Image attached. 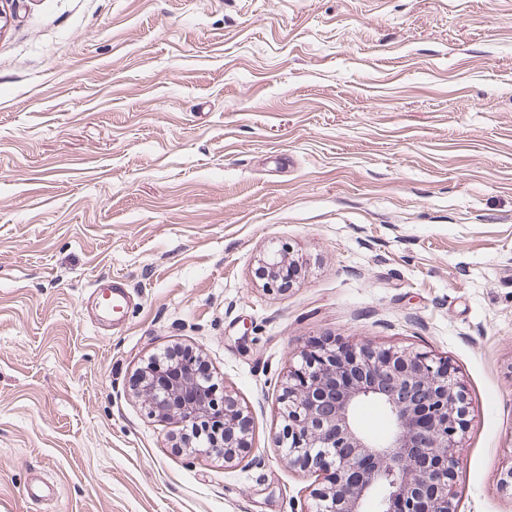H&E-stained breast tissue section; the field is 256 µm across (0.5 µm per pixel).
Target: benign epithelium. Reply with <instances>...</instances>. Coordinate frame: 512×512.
Here are the masks:
<instances>
[{"mask_svg": "<svg viewBox=\"0 0 512 512\" xmlns=\"http://www.w3.org/2000/svg\"><path fill=\"white\" fill-rule=\"evenodd\" d=\"M299 260L274 255L260 266L264 286L284 289ZM140 368L149 412L177 419L184 444L224 461L248 451L237 430L247 415L192 363ZM377 403L390 429L364 433L358 407ZM468 397L448 362L427 352L312 340L294 356L280 396L281 428L272 437L288 465L318 474L309 512H455L454 465L467 428Z\"/></svg>", "mask_w": 512, "mask_h": 512, "instance_id": "benign-epithelium-1", "label": "benign epithelium"}]
</instances>
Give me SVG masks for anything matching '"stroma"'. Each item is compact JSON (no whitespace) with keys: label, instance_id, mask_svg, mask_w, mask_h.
Listing matches in <instances>:
<instances>
[{"label":"stroma","instance_id":"obj_1","mask_svg":"<svg viewBox=\"0 0 512 512\" xmlns=\"http://www.w3.org/2000/svg\"><path fill=\"white\" fill-rule=\"evenodd\" d=\"M323 338L448 359L456 512H512V0H0V512H309L270 439ZM176 345L250 452L149 414ZM297 264H299L298 259H293L287 256L283 257L281 255H273L272 257L263 260L260 266V276L264 281L266 289L280 291L285 289L284 287L287 282L289 286L290 281L288 280V269H297ZM98 293L106 292L112 297V308L107 305L104 310L112 314V325L121 322L130 309L129 288L126 280L120 276H103L97 280Z\"/></svg>","mask_w":512,"mask_h":512}]
</instances>
